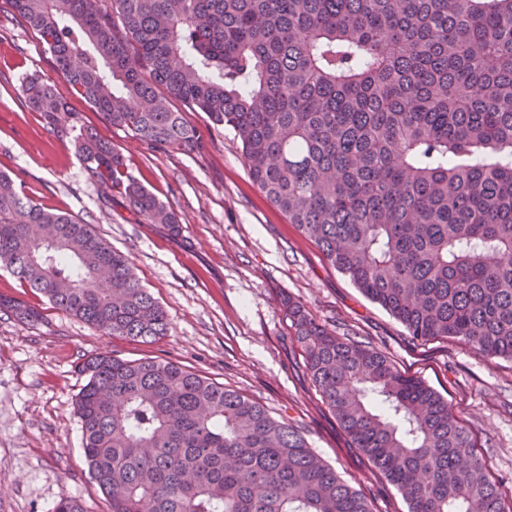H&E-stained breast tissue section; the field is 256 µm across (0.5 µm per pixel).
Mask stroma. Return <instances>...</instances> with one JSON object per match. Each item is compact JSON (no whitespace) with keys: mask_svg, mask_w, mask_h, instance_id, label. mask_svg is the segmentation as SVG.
Listing matches in <instances>:
<instances>
[{"mask_svg":"<svg viewBox=\"0 0 512 512\" xmlns=\"http://www.w3.org/2000/svg\"><path fill=\"white\" fill-rule=\"evenodd\" d=\"M55 86L69 111L60 129L32 111L23 77ZM202 148L151 149L105 123L58 73L38 37L0 0V171L44 207L92 225L131 260L167 312L151 343L108 335L51 305L0 266V295L36 307L37 325L0 313V512H52L61 495L108 512L81 454L74 412L83 363L96 354L183 365L297 426L311 448L374 504L407 512L398 491L351 448L305 370L281 301L303 302L341 337L372 345L448 400L506 502H512V360L456 340L412 341L405 329L333 268L252 182L232 132L185 112ZM93 130L124 157L128 174L178 216L181 233L145 223L91 176L72 138Z\"/></svg>","mask_w":512,"mask_h":512,"instance_id":"stroma-1","label":"stroma"}]
</instances>
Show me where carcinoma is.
<instances>
[{
    "instance_id": "carcinoma-1",
    "label": "carcinoma",
    "mask_w": 512,
    "mask_h": 512,
    "mask_svg": "<svg viewBox=\"0 0 512 512\" xmlns=\"http://www.w3.org/2000/svg\"><path fill=\"white\" fill-rule=\"evenodd\" d=\"M106 123L154 148L240 142L252 181L416 341L512 359V0H9ZM166 94L157 92V87ZM56 125L52 86L23 79ZM149 224L181 226L112 143L74 139ZM55 307L151 342L166 311L128 256L0 172V265ZM311 381L408 512H512L453 408L283 298ZM20 322L33 308L0 298ZM76 401L109 512H374L298 429L178 364L97 355ZM52 512H85L63 495Z\"/></svg>"
}]
</instances>
